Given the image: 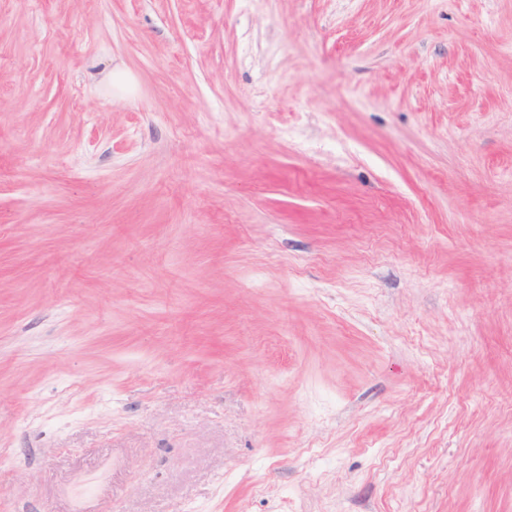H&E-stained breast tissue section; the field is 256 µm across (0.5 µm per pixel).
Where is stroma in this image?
<instances>
[{
	"mask_svg": "<svg viewBox=\"0 0 512 512\" xmlns=\"http://www.w3.org/2000/svg\"><path fill=\"white\" fill-rule=\"evenodd\" d=\"M0 512H512V0H0Z\"/></svg>",
	"mask_w": 512,
	"mask_h": 512,
	"instance_id": "1",
	"label": "stroma"
}]
</instances>
